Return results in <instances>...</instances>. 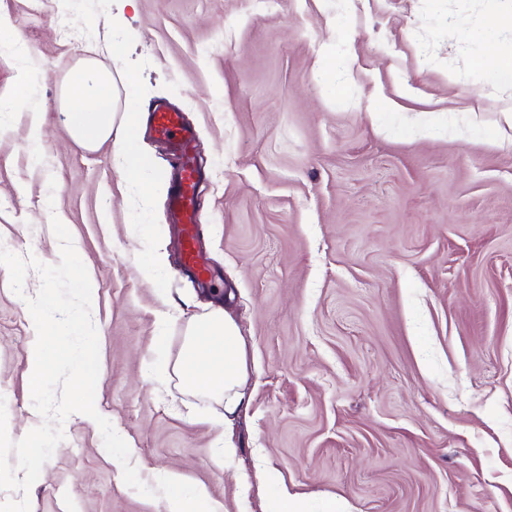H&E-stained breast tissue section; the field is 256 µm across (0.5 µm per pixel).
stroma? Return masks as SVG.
Returning a JSON list of instances; mask_svg holds the SVG:
<instances>
[{"instance_id":"1","label":"stroma","mask_w":512,"mask_h":512,"mask_svg":"<svg viewBox=\"0 0 512 512\" xmlns=\"http://www.w3.org/2000/svg\"><path fill=\"white\" fill-rule=\"evenodd\" d=\"M61 0H0V240L60 260L69 230L96 287L99 414L143 483L180 473L217 512H512V85L480 69L473 32L512 0H127L76 43ZM146 61L143 106L165 100L196 132L197 229L218 278L182 275L162 183L171 284L137 263L121 161L69 131L63 89L84 62L130 91L109 17ZM335 60L332 80L323 61ZM30 104L11 106L18 84ZM0 265V396L20 440L42 422L28 382L36 338ZM220 303L248 351L246 405L173 371L187 323ZM28 493L31 512H168L128 487L97 424L70 415ZM235 453L224 457L225 441Z\"/></svg>"}]
</instances>
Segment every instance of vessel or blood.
<instances>
[{
  "instance_id": "b4317fda",
  "label": "vessel or blood",
  "mask_w": 512,
  "mask_h": 512,
  "mask_svg": "<svg viewBox=\"0 0 512 512\" xmlns=\"http://www.w3.org/2000/svg\"><path fill=\"white\" fill-rule=\"evenodd\" d=\"M150 121L154 133L168 143L174 158V186L170 201L173 221L181 226L183 267L197 278L209 277V265L195 224V195L202 180L194 150L195 134L184 126L180 111L169 105L153 107Z\"/></svg>"
}]
</instances>
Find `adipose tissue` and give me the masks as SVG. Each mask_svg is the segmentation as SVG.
<instances>
[{
    "mask_svg": "<svg viewBox=\"0 0 512 512\" xmlns=\"http://www.w3.org/2000/svg\"><path fill=\"white\" fill-rule=\"evenodd\" d=\"M176 369L188 389L222 400L225 416L238 412L245 399L248 354L236 324L223 309L190 321Z\"/></svg>",
    "mask_w": 512,
    "mask_h": 512,
    "instance_id": "ef3b65f1",
    "label": "adipose tissue"
}]
</instances>
